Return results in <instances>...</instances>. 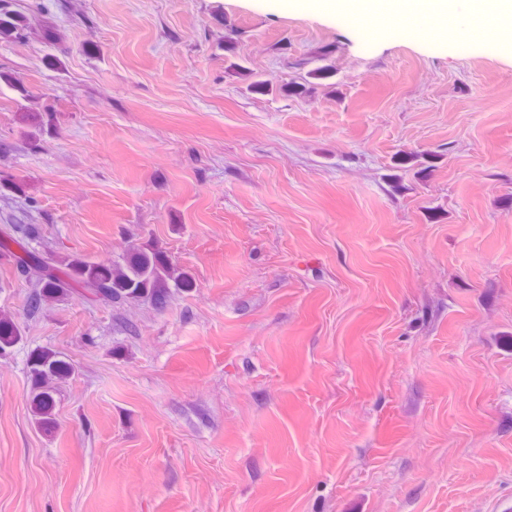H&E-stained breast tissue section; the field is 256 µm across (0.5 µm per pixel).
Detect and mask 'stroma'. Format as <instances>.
Returning <instances> with one entry per match:
<instances>
[{
  "label": "stroma",
  "mask_w": 512,
  "mask_h": 512,
  "mask_svg": "<svg viewBox=\"0 0 512 512\" xmlns=\"http://www.w3.org/2000/svg\"><path fill=\"white\" fill-rule=\"evenodd\" d=\"M336 9L0 0V236L193 282L32 317L0 261V512H512V39ZM43 349L73 366L48 426Z\"/></svg>",
  "instance_id": "35a3bbf8"
}]
</instances>
